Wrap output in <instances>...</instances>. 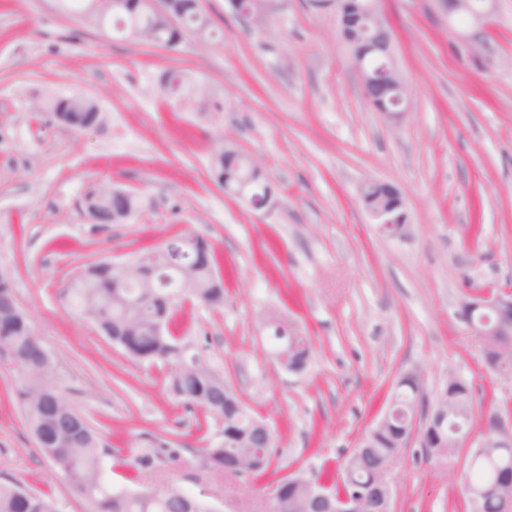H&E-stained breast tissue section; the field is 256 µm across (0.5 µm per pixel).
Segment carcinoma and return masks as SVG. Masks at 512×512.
<instances>
[{
	"instance_id": "obj_1",
	"label": "carcinoma",
	"mask_w": 512,
	"mask_h": 512,
	"mask_svg": "<svg viewBox=\"0 0 512 512\" xmlns=\"http://www.w3.org/2000/svg\"><path fill=\"white\" fill-rule=\"evenodd\" d=\"M177 19L175 29L150 8L137 12L114 7V0H61L63 9L75 8L81 17L102 29L109 28L118 36L158 45L175 51L190 36L200 44L214 38L211 22L201 10L198 0H163ZM236 17H253L254 27L266 22L262 0H235L231 7ZM370 66L382 83L392 82L389 61L375 56ZM162 91L181 103H192L197 112L210 115L219 123L224 103L212 98L207 90H187L183 75L166 73ZM74 112L70 128L83 130L82 114L99 112V104L79 94L70 95ZM374 111H394L404 107L397 91H390L381 102L367 100ZM209 174L224 191L235 197L243 195L249 202L262 204L272 191L263 170L251 156L223 144L217 135ZM85 209L93 212L100 225L122 224L145 208L139 195L129 194L124 204L112 203V186L99 184L89 189L83 199ZM146 269L130 264L117 269L99 261L84 265L63 289L64 297L74 311L80 313L114 345L131 358L161 363L169 368L172 391L185 405L195 407L203 417L232 426L247 434V445L241 446L227 438L207 442L200 449L205 466L224 471V464L235 466L252 478L268 480L271 488L299 474L282 473L275 459V438L272 428H261L265 420L254 416L236 394L224 375L205 359L198 343L190 340L183 329L185 308L191 301L211 309L224 306V284L215 269V256L210 243L201 236L178 238L137 258ZM466 288L459 315L479 329L487 330L499 318L494 308L482 304L475 293H484V284L466 278ZM17 295L12 281L0 278V353L7 352L21 374L15 391L24 423L37 439L41 454L61 473L72 488L89 504L90 512H214L200 498H195L178 485L142 486L137 490L116 489L102 469V458L112 455L110 445L101 432L67 401L49 381L53 361L49 359L31 323L19 319L14 308ZM169 323L159 332V320ZM268 340L280 363L291 371H300L310 354V339L302 335L291 320L272 314L266 320ZM487 366L499 376L512 378V335L478 337ZM424 400L418 370L397 375L393 382L390 403L384 415L366 432L370 448L356 447L339 464H325L310 472L309 479L326 485L336 493L352 484L374 487L388 479L411 437L416 407ZM479 418H474V386L453 372L437 388L431 407L444 414L438 426L425 429V443L430 448L428 459L439 467L464 459L468 465L467 482L478 491L485 490L494 477V466L485 461L471 462L478 446L492 441L497 424L512 415V407L496 396ZM154 463L144 455L131 463L124 458L116 465L130 471V480L140 481V469ZM303 493L296 491L287 499L270 497L272 512H303ZM512 501V492L505 487L477 499H468L463 512H501L503 504ZM0 512H58L48 495L29 492L13 480L0 478Z\"/></svg>"
}]
</instances>
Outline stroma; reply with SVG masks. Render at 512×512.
Instances as JSON below:
<instances>
[{
    "instance_id": "1",
    "label": "stroma",
    "mask_w": 512,
    "mask_h": 512,
    "mask_svg": "<svg viewBox=\"0 0 512 512\" xmlns=\"http://www.w3.org/2000/svg\"><path fill=\"white\" fill-rule=\"evenodd\" d=\"M409 89L401 120L363 100L332 10L270 0L250 28L227 0H200L218 35L177 51L99 30L58 0H0V272L54 361L59 392L128 459L170 450L144 474L204 496L216 512H267L264 480L228 479L199 453L219 425L167 387L165 370L137 362L66 307L61 289L82 264L147 253L176 236L213 246L222 309L189 310L190 334L243 402L276 431L289 470L342 461L385 407L397 372L419 370L425 393L448 372L512 403V379L489 371L459 317L462 278L512 281V0H496L488 55H468L433 0H378ZM178 69L224 103L226 141L265 169L264 209L227 196L209 176L214 128L167 100ZM82 93L104 123L74 131L32 111L35 96ZM395 185L410 216L389 237L361 206L360 186ZM105 182L151 200L129 222L98 226L87 189ZM312 340L306 368L283 367L264 329L270 312ZM0 359V472L50 493L59 512L86 501L42 456ZM466 471L406 451L392 473L396 512H451Z\"/></svg>"
}]
</instances>
